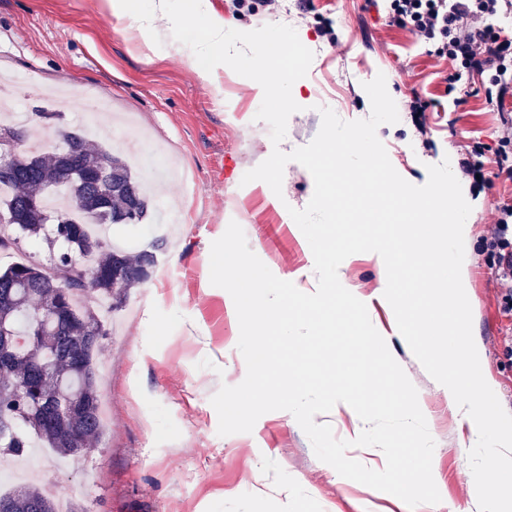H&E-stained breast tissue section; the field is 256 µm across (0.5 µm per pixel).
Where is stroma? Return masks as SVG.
I'll return each mask as SVG.
<instances>
[{"label":"stroma","instance_id":"obj_1","mask_svg":"<svg viewBox=\"0 0 512 512\" xmlns=\"http://www.w3.org/2000/svg\"><path fill=\"white\" fill-rule=\"evenodd\" d=\"M212 12L233 18L240 54L272 31H301L304 62L289 69L313 96L288 120L283 151L310 143L321 126L320 107L343 120L367 118L363 89L377 74L390 79L399 120L380 127L396 171L420 186L427 168L464 158L471 139L485 146L482 179L460 176L464 191L481 198L468 245L473 335L483 345V371L503 408L512 413V353L502 338L512 322L500 311L491 236L498 208L512 200V182L497 176L503 112L489 103L480 77L449 86L453 66L409 27L392 21L387 0H209ZM201 33L161 30L154 51L139 54L128 31L103 11L101 0H0V99L16 123L36 124L45 109L61 125L38 126L57 141L59 126L98 123L95 143L118 153L146 176L132 140L151 139L196 176V194L163 189L159 203L186 211L174 225L178 250L166 269L130 289L112 313V329L97 357L105 430L83 459L66 465L51 451L28 458L20 475L0 477V491L41 484L68 494L72 512H361L367 487L336 481L293 415L272 411L252 432L219 436L211 404L221 385L243 381L239 324L230 294L210 282V247L229 222L279 279L310 287L317 275L303 233L288 213L310 201L314 182L288 163L282 196L243 175L269 157L270 128L256 120L261 105L247 69L226 64L215 84L201 80ZM222 98H215V88ZM426 101L421 119L405 108ZM384 268L374 253L347 257L338 272L350 289L370 297L371 322L418 391L436 446L432 473L441 501L434 512H455L470 499L464 448L470 429L448 408L436 381L400 335L394 312L379 298Z\"/></svg>","mask_w":512,"mask_h":512}]
</instances>
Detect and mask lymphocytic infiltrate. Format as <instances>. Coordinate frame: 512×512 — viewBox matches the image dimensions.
<instances>
[{
    "instance_id": "1",
    "label": "lymphocytic infiltrate",
    "mask_w": 512,
    "mask_h": 512,
    "mask_svg": "<svg viewBox=\"0 0 512 512\" xmlns=\"http://www.w3.org/2000/svg\"><path fill=\"white\" fill-rule=\"evenodd\" d=\"M395 23L410 26L437 56L454 64L449 82L480 75L487 100L512 99V41L501 39L492 18L512 14V0H391ZM491 245L504 316L512 319V202L503 203Z\"/></svg>"
}]
</instances>
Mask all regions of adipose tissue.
Segmentation results:
<instances>
[{
    "label": "adipose tissue",
    "mask_w": 512,
    "mask_h": 512,
    "mask_svg": "<svg viewBox=\"0 0 512 512\" xmlns=\"http://www.w3.org/2000/svg\"><path fill=\"white\" fill-rule=\"evenodd\" d=\"M110 15L125 22L144 47H152L157 35L156 23L167 16L165 0H154L152 9H144L140 0H105ZM180 23H200L205 36L202 54L205 60L198 73L204 81H212L225 62L242 59L253 74V87L262 100L272 108L301 97V87L288 80L278 66L279 45L270 38L255 41L250 57L240 58L231 33L233 20L210 12L208 0H182Z\"/></svg>",
    "instance_id": "adipose-tissue-1"
}]
</instances>
